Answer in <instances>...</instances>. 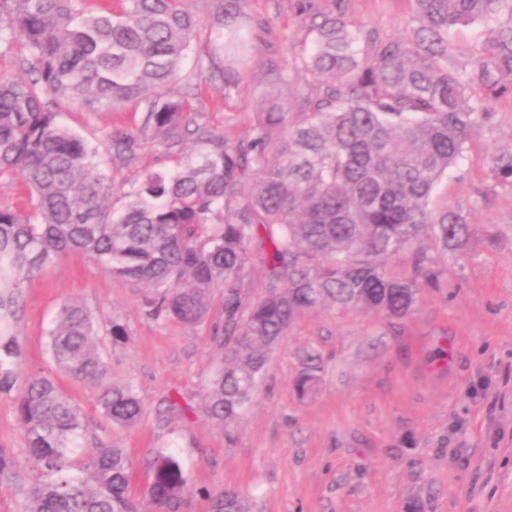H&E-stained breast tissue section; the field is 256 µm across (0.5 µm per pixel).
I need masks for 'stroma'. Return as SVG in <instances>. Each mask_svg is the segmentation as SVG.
I'll use <instances>...</instances> for the list:
<instances>
[{"label": "stroma", "mask_w": 512, "mask_h": 512, "mask_svg": "<svg viewBox=\"0 0 512 512\" xmlns=\"http://www.w3.org/2000/svg\"><path fill=\"white\" fill-rule=\"evenodd\" d=\"M331 0H251L256 50L244 72L246 91L225 100L221 82L201 74L206 27H199L176 93L204 122L239 137L267 91L271 62L294 68L289 99L307 94L298 63L310 49L305 14ZM353 27L403 36L417 25L409 0H342L336 6ZM512 19L501 8L491 19L449 35L455 61L467 65L495 29ZM493 123L473 132L460 166L436 187V205L460 209L472 231L459 257L438 253L428 233L417 244L436 262L440 285L423 288L409 316L389 320L327 302L300 315L268 355L252 402L236 421L208 418V380L221 359L208 325L155 321L143 307L144 288L108 274L88 257L61 258L24 290L13 332L22 357L18 379L50 373L48 331L66 302L86 308L103 329V360L112 382L132 386L144 404L131 427L113 425L94 389L62 378L80 406L82 455L101 446L128 454L131 492L141 497L149 464L160 451L180 464L179 512H209L210 496L233 489L251 512H512V186L494 178L489 157L512 153V95L493 103ZM58 119L101 145L115 128L139 130L141 107L82 112L60 104ZM177 153L144 144L137 165L108 151L99 160L112 180V203L140 171L165 170ZM125 336L112 340L111 324ZM315 362L318 386L298 395L295 383ZM183 411L169 413V401ZM0 447L16 466L0 479V512H23V490L34 474L15 400L0 395Z\"/></svg>", "instance_id": "1"}]
</instances>
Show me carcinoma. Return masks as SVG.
Segmentation results:
<instances>
[{
    "label": "carcinoma",
    "mask_w": 512,
    "mask_h": 512,
    "mask_svg": "<svg viewBox=\"0 0 512 512\" xmlns=\"http://www.w3.org/2000/svg\"><path fill=\"white\" fill-rule=\"evenodd\" d=\"M88 2L0 0V50L27 51L23 72L0 75V176L19 178L32 199L29 212L0 205V395L18 389L16 414L37 473L26 512H143L144 504L177 512L183 477L173 456L156 454L140 502L123 449L101 447L85 467L76 460L82 412L54 377L35 373L17 384L6 363L21 357L13 326L25 284L78 253L147 288L148 317L212 322L224 359L208 381L207 412L235 421L269 350L300 314L330 300L404 318L438 275L422 249L407 276L391 275L386 260L423 230L446 254L467 247L466 216L435 206L433 192L471 134L495 119L491 100L512 94V23L459 68L449 32L492 18L505 0H410L418 27L406 37L365 33L321 12L302 59L310 93L289 104L275 92L290 82L288 65H271L272 91L232 139L165 91L180 79L199 24L188 0H119L118 10L111 0ZM214 3L209 73L223 80L225 98L240 97V71L253 52L250 0ZM52 99L90 112L145 104L141 130L114 129L105 139L125 165L149 139L190 147L172 168L144 172L112 210L98 147L58 121ZM491 168L512 185V154L492 156ZM264 240L270 285L245 304L239 286ZM49 337L56 369L94 388L113 424L135 425L142 400L107 378L91 314L62 305ZM85 468L92 487L79 475ZM209 508L250 512L235 490L210 498Z\"/></svg>",
    "instance_id": "1"
}]
</instances>
